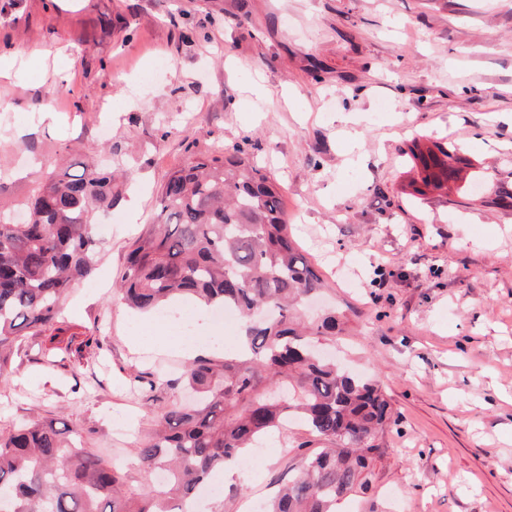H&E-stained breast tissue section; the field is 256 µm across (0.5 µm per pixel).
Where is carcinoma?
Masks as SVG:
<instances>
[{"instance_id":"carcinoma-1","label":"carcinoma","mask_w":512,"mask_h":512,"mask_svg":"<svg viewBox=\"0 0 512 512\" xmlns=\"http://www.w3.org/2000/svg\"><path fill=\"white\" fill-rule=\"evenodd\" d=\"M408 157L423 186L463 182L447 148ZM112 172L84 164L48 174L18 223L0 211V378L21 332L58 323V304L90 275L99 248L96 217L120 196ZM154 229L131 251L117 292L129 306L160 311L178 299L231 307L240 315L237 351L201 356L185 368L195 404H173L137 448L141 465L167 481L134 498L102 455L79 448L72 431L23 424L0 435V512H191L197 488L228 462L298 417L326 442L305 457L265 512H336L372 483L378 435L392 422L381 387L350 375L314 338L336 332V310L306 322L299 301L323 279L294 247L279 184L241 146L188 159L166 181Z\"/></svg>"}]
</instances>
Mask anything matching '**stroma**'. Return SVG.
Segmentation results:
<instances>
[{"label":"stroma","mask_w":512,"mask_h":512,"mask_svg":"<svg viewBox=\"0 0 512 512\" xmlns=\"http://www.w3.org/2000/svg\"><path fill=\"white\" fill-rule=\"evenodd\" d=\"M1 50L16 58L0 76V204L79 161L132 176L57 337H20L0 434L70 427L128 494L152 485L134 450L184 400L186 362L113 286L167 176L239 144L283 186L326 282L307 318L340 313L337 362L398 415L343 512H512V0H0ZM159 59L168 74L149 81ZM416 138L473 163V182L415 200ZM319 446L289 423L233 484L214 476L223 493L201 512H252Z\"/></svg>","instance_id":"stroma-1"}]
</instances>
